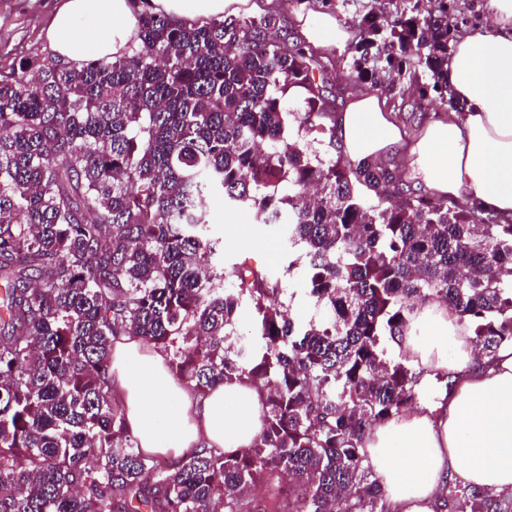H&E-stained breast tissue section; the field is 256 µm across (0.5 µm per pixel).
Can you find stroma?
Wrapping results in <instances>:
<instances>
[{"label":"stroma","mask_w":512,"mask_h":512,"mask_svg":"<svg viewBox=\"0 0 512 512\" xmlns=\"http://www.w3.org/2000/svg\"><path fill=\"white\" fill-rule=\"evenodd\" d=\"M62 0H0V70L17 65L29 54H50L52 47L47 31L52 17ZM436 0H299L305 10L318 13L332 11L346 21L351 34H358L363 18L378 17L390 21L400 18H425ZM317 55L326 67L325 86L337 110H345L350 99L368 92L365 84L349 80L351 65L356 56L353 45L344 48H317ZM431 84L426 67L417 61H408L398 79L388 84L381 96L391 120L401 129L404 140L391 146L382 156L383 164L395 170L400 180L413 184L405 166L406 140L412 139L432 112L421 107V92ZM214 222L210 229L224 239V258L235 262L243 260L254 266H263L271 272L283 270L286 244L283 228L276 224H255L244 220L241 214L224 211L223 198L211 203Z\"/></svg>","instance_id":"stroma-1"}]
</instances>
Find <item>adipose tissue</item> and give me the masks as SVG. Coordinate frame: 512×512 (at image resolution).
I'll list each match as a JSON object with an SVG mask.
<instances>
[{
	"mask_svg": "<svg viewBox=\"0 0 512 512\" xmlns=\"http://www.w3.org/2000/svg\"><path fill=\"white\" fill-rule=\"evenodd\" d=\"M155 12L210 18L252 10L251 0H150ZM307 42L344 48L348 27L335 14L311 17L296 9ZM132 0H64L48 31L54 53L80 64L112 58L135 40ZM448 89L461 109L429 121L406 150L411 174L442 199H463L512 217V0H489L488 24L454 44ZM345 153L380 160L402 140L377 95L352 100L342 118ZM397 348L425 371L459 374L452 390L437 388L432 405L368 430L365 448L391 512H435L437 500L462 468L468 483L490 492L512 488V345L488 368H474V346L456 315L439 302L414 315ZM112 379L141 448L179 457L193 448L232 451L253 444L263 427L256 385L228 381L192 395L168 373L163 356L125 337L112 351Z\"/></svg>",
	"mask_w": 512,
	"mask_h": 512,
	"instance_id": "1",
	"label": "adipose tissue"
}]
</instances>
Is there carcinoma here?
I'll list each match as a JSON object with an SVG mask.
<instances>
[{"label": "carcinoma", "mask_w": 512, "mask_h": 512, "mask_svg": "<svg viewBox=\"0 0 512 512\" xmlns=\"http://www.w3.org/2000/svg\"><path fill=\"white\" fill-rule=\"evenodd\" d=\"M279 23L145 9L120 57L0 73V512H390L365 434L428 392L385 340L439 301L480 357L512 343V219L336 153L324 65ZM449 37L445 0L366 18L356 79L382 86L371 63L396 46L445 102ZM214 196L285 226L284 272L302 267L318 316L291 317L283 277L224 265ZM121 336L197 395L257 384L258 439L172 466L143 452L111 382ZM265 480L271 509L245 500ZM435 512H512V491L450 483Z\"/></svg>", "instance_id": "cac0c4a2"}]
</instances>
